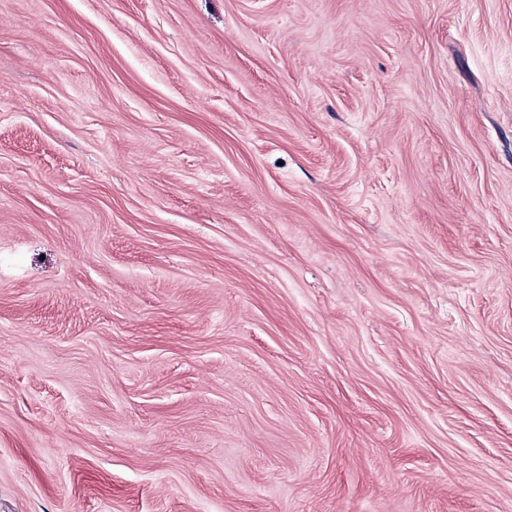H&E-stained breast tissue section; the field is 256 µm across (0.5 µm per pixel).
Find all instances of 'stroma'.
<instances>
[{
    "label": "stroma",
    "instance_id": "1",
    "mask_svg": "<svg viewBox=\"0 0 512 512\" xmlns=\"http://www.w3.org/2000/svg\"><path fill=\"white\" fill-rule=\"evenodd\" d=\"M0 512H512V0H0Z\"/></svg>",
    "mask_w": 512,
    "mask_h": 512
}]
</instances>
